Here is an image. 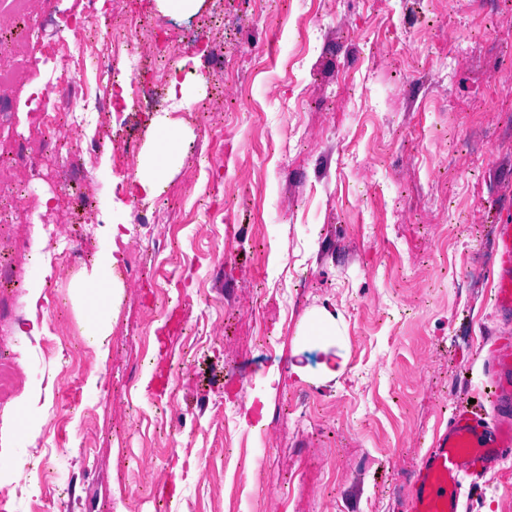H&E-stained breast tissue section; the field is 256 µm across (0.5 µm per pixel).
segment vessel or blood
Listing matches in <instances>:
<instances>
[{"label":"vessel or blood","instance_id":"1","mask_svg":"<svg viewBox=\"0 0 512 512\" xmlns=\"http://www.w3.org/2000/svg\"><path fill=\"white\" fill-rule=\"evenodd\" d=\"M499 260L495 308L512 320V219L497 227ZM484 400L456 405L413 473L396 512H460L464 481L479 483L488 472L512 459V336L493 337L485 365Z\"/></svg>","mask_w":512,"mask_h":512}]
</instances>
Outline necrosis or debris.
<instances>
[{"mask_svg": "<svg viewBox=\"0 0 512 512\" xmlns=\"http://www.w3.org/2000/svg\"><path fill=\"white\" fill-rule=\"evenodd\" d=\"M126 29V23L118 21L115 15L98 11L96 0H86L74 39L59 37L52 19L28 27L26 41L53 42L52 88L47 97L34 102L29 135L0 139V228L38 217L41 234L66 255L70 267L90 263L93 258L91 252L83 249L82 242L92 237L95 218L77 195L79 183L87 180L106 152L112 155L113 177L124 179L136 151L135 145L123 137L119 138L117 148L111 150L100 140L79 139L90 113L102 115L110 111L105 100L95 95V88L128 84L141 68L137 62L119 67L101 49L116 32ZM185 52L183 42L163 41L157 65L145 79L138 98L140 111L151 114L170 106L168 79L176 72V59ZM42 176L51 179L58 200L66 204L62 218H54L40 209L31 181ZM20 256L29 257L34 266L43 262L40 254L33 252L31 239L25 234L15 236L9 249L0 251V389L3 390L13 387L14 364L21 356L20 350L14 347L15 328L22 319L17 294L22 277L16 263ZM41 307L53 324L50 338L41 344L43 356L48 358L55 350H62L70 359L66 370L72 384L81 383L80 360L85 349L77 337L58 326L66 302L51 282L43 284Z\"/></svg>", "mask_w": 512, "mask_h": 512, "instance_id": "obj_1", "label": "necrosis or debris"}]
</instances>
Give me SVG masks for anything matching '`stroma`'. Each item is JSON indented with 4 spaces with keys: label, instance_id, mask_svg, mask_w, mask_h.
Instances as JSON below:
<instances>
[{
    "label": "stroma",
    "instance_id": "35a3bbf8",
    "mask_svg": "<svg viewBox=\"0 0 512 512\" xmlns=\"http://www.w3.org/2000/svg\"><path fill=\"white\" fill-rule=\"evenodd\" d=\"M100 6L124 7L136 33L108 43L119 65L133 55L152 65L153 29L255 50L262 64L244 73L243 99L220 73L184 80L217 102L209 127L174 95L166 120L216 163L197 170L180 153L158 205L192 180L211 212L156 225L172 244L157 262L175 300L156 314L149 288L122 286L78 410L63 408L62 359L34 363L51 266L22 286L27 378L0 420V448L46 445L62 473L45 483L12 472L13 512H49L66 488L71 512H160L165 491L170 512H224L228 480L236 512H390L438 427L481 392L486 339L504 329L492 278L470 272L491 267L495 218L512 213V0H283L289 17L274 28L263 0ZM317 13L321 28L302 42L301 20ZM100 94L116 115L84 139L118 127L141 146L155 138L133 102ZM85 193L97 215L86 249L141 252L122 233L128 193ZM203 315L197 342L188 330ZM264 332L273 349L255 346ZM329 359L343 365L333 378ZM288 388L318 399L314 422L282 416ZM218 398L247 454L225 449ZM463 500L466 512H512V461Z\"/></svg>",
    "mask_w": 512,
    "mask_h": 512
}]
</instances>
